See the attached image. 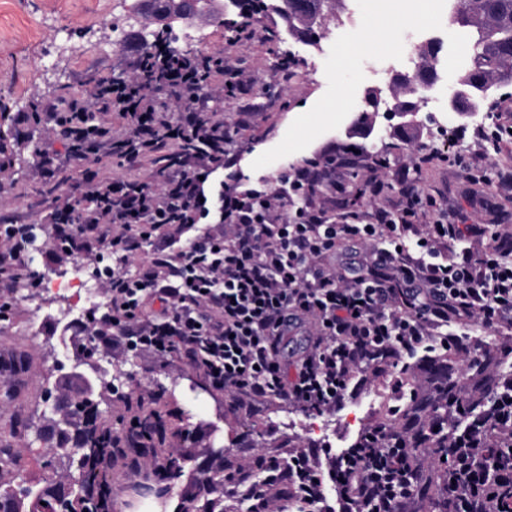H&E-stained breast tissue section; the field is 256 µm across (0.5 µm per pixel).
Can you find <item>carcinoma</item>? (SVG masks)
<instances>
[{
    "label": "carcinoma",
    "mask_w": 512,
    "mask_h": 512,
    "mask_svg": "<svg viewBox=\"0 0 512 512\" xmlns=\"http://www.w3.org/2000/svg\"><path fill=\"white\" fill-rule=\"evenodd\" d=\"M159 11L156 19L163 21L171 13L190 14L187 0H155ZM273 9L284 6L280 13L283 21L288 14L297 17V22L288 27V32L298 39L311 42L324 35L328 23L336 16V0H259ZM453 22L467 35L470 46V61L465 68L459 86L466 92L468 106L473 107L494 96L499 87L512 82V0H467L459 6V0H450ZM504 358L490 353L468 364L460 378L447 375L446 384L439 389V400L453 410L462 412L464 420L459 429L473 420L490 417V389L495 384L493 367ZM71 389L60 396L63 409L68 415L61 424L54 417L42 428L48 448L43 455L44 466L55 468L57 460L64 459L69 465L63 479L49 478L42 483L0 481V512H89L86 495L87 486L98 479L93 461L106 449V440L97 423L95 390L82 385V372L68 375ZM431 403L413 396L406 409L411 420L407 431L408 447L417 451L429 450L435 468L426 477L418 491V498L426 500L443 490H451L449 476L455 465L470 455V449L455 445V434H436L424 427L427 410ZM155 421H146L128 431L129 443L142 442L152 436ZM473 468L489 476L483 490L499 495L503 500V512H512V443L488 455L482 451L472 457ZM219 481L206 472L195 478L194 491L184 493L177 505V512H209L200 506L201 497L210 494Z\"/></svg>",
    "instance_id": "carcinoma-1"
}]
</instances>
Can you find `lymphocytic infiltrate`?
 I'll list each match as a JSON object with an SVG mask.
<instances>
[{
    "mask_svg": "<svg viewBox=\"0 0 512 512\" xmlns=\"http://www.w3.org/2000/svg\"><path fill=\"white\" fill-rule=\"evenodd\" d=\"M198 75L171 48L132 46L125 80L100 78L91 96L114 116L108 155L131 165L156 157L158 170L127 181L88 179L77 199L53 214L55 251L110 248L104 292L111 332L92 346L146 351L162 364L179 360L202 371L213 390L278 398L321 414L339 408L369 376L434 347L467 351L476 330L512 332V232L458 224L438 200L413 194L402 214L374 210L369 222L328 216L308 188L336 169L335 156L295 169L279 184L207 187L214 169L233 166L231 131L212 118L213 104L247 96L252 75L214 54ZM19 126L45 124L69 144L84 141L90 115L76 102L33 104ZM428 216L427 224L414 220ZM31 224L0 225V278L33 281ZM154 246L141 255L143 242ZM347 242L371 247L352 276L329 259ZM139 259L128 275L130 259ZM309 344L295 367L282 348L293 329ZM494 427L472 422L469 443L486 446L490 429L512 435V375L495 392ZM404 433L375 426L343 452L314 447L288 457L255 459L251 471L225 475L216 503L250 501L251 512H408L421 472L410 465ZM287 483V493L276 492Z\"/></svg>",
    "mask_w": 512,
    "mask_h": 512,
    "instance_id": "obj_1",
    "label": "lymphocytic infiltrate"
}]
</instances>
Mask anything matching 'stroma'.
<instances>
[{"label": "stroma", "instance_id": "stroma-1", "mask_svg": "<svg viewBox=\"0 0 512 512\" xmlns=\"http://www.w3.org/2000/svg\"><path fill=\"white\" fill-rule=\"evenodd\" d=\"M134 0H0V99L8 112L0 114V145L11 166L0 182V225L35 224L39 231L31 246L30 268L35 278L71 272L75 262L91 266L103 251L72 257L55 252L51 212L64 200L81 195L79 171L67 180L40 178L34 169L38 151L66 156V143L43 126L19 129L18 111L29 110L37 99L67 95L88 98L100 77L126 76L121 50L128 34L142 37L154 24L133 16ZM410 0H342L338 24L328 38L312 47L296 39L281 42V30L269 17L250 19L255 36L230 48L240 66L254 78L252 100L258 111L239 113L226 103L219 112L235 130L239 158L233 169H217L208 182L228 174L240 175L243 187L273 181L335 149L337 162L356 159L364 179L385 182L382 191L356 194L347 171L327 176L317 197L328 203L337 221L364 215L378 206L394 212L406 207L408 194L421 192L442 200L467 224H497L512 230V139L479 142L459 138V128L512 126V85L496 107H483L469 119H458L438 103H429L446 127V140L432 144L436 161L427 163L418 147L432 143L426 122L401 127L365 113L363 97L376 85L366 68L372 56L389 54L397 35L410 28ZM134 17V16H133ZM458 28L448 30L437 66L439 86L456 87L469 55L459 48ZM295 60L288 76L276 78L277 55ZM353 88L343 107H336L342 85ZM15 302L10 320L0 322V425L9 430L7 443L27 480L42 481L45 441L39 440L46 417L45 395L56 381L73 372V356L87 336L102 326L101 319L71 321L63 298L43 295L38 288L9 289L0 282V295ZM446 358L455 374H462L467 357L422 353L373 377L353 399L326 418L327 435L303 430L304 412L270 398L253 401L211 389L204 376L185 366L161 365L148 353H127L121 348L100 351L96 379L98 420L124 436L135 417L160 410L165 419L162 441L145 448H128L112 469V486L127 512H143L137 491L147 483L160 485L159 475L137 476L132 460L153 458L162 448L183 445L188 453L184 480L175 482L173 495L186 488V477L218 459L225 472L254 461L256 455L287 456L310 443L340 451L350 447L366 430L384 424L389 410L405 408L410 392H432L431 369ZM151 396L139 399L140 387Z\"/></svg>", "mask_w": 512, "mask_h": 512}]
</instances>
